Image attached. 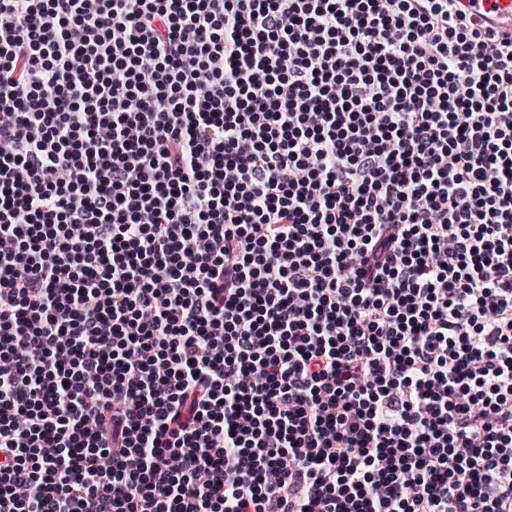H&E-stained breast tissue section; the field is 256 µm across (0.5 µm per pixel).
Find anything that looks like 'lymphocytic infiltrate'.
<instances>
[{
  "label": "lymphocytic infiltrate",
  "instance_id": "lymphocytic-infiltrate-1",
  "mask_svg": "<svg viewBox=\"0 0 512 512\" xmlns=\"http://www.w3.org/2000/svg\"><path fill=\"white\" fill-rule=\"evenodd\" d=\"M0 512H512V34L0 0Z\"/></svg>",
  "mask_w": 512,
  "mask_h": 512
}]
</instances>
